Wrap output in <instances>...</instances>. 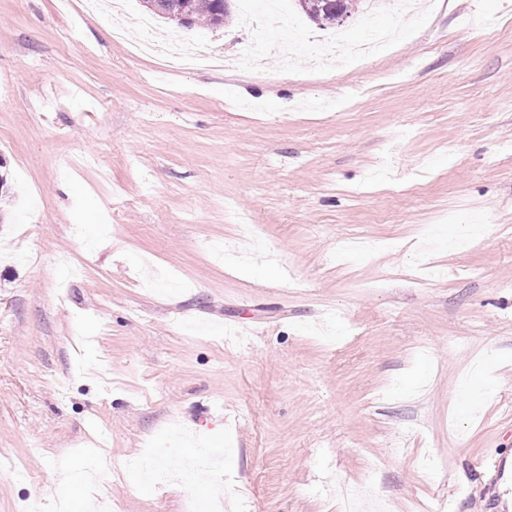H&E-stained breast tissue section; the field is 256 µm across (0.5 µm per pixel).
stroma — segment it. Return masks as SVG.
I'll return each mask as SVG.
<instances>
[{"label": "stroma", "instance_id": "35a3bbf8", "mask_svg": "<svg viewBox=\"0 0 512 512\" xmlns=\"http://www.w3.org/2000/svg\"><path fill=\"white\" fill-rule=\"evenodd\" d=\"M265 2L184 33L233 55L252 5L254 60L170 71L0 0V512L94 446L112 512H512V0L325 67ZM212 405L202 490L138 487Z\"/></svg>", "mask_w": 512, "mask_h": 512}]
</instances>
